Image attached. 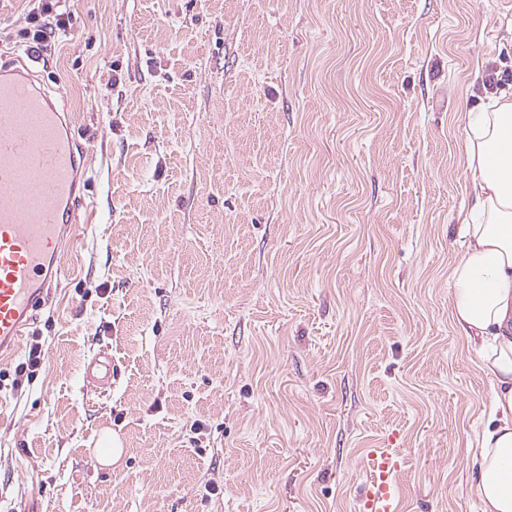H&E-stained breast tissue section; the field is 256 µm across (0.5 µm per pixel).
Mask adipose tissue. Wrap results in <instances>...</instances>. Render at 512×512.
<instances>
[{
	"mask_svg": "<svg viewBox=\"0 0 512 512\" xmlns=\"http://www.w3.org/2000/svg\"><path fill=\"white\" fill-rule=\"evenodd\" d=\"M462 142L474 204L461 219L466 247L448 303L492 392L472 493L481 512H512V91L464 112Z\"/></svg>",
	"mask_w": 512,
	"mask_h": 512,
	"instance_id": "adipose-tissue-1",
	"label": "adipose tissue"
}]
</instances>
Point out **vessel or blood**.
<instances>
[{"instance_id":"obj_1","label":"vessel or blood","mask_w":512,"mask_h":512,"mask_svg":"<svg viewBox=\"0 0 512 512\" xmlns=\"http://www.w3.org/2000/svg\"><path fill=\"white\" fill-rule=\"evenodd\" d=\"M85 168L71 124L32 73L0 69V357L18 352L63 273L64 235L87 196L78 186ZM402 463L392 448L360 459L366 512H401L394 475Z\"/></svg>"}]
</instances>
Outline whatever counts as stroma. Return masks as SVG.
Returning <instances> with one entry per match:
<instances>
[{"instance_id": "obj_1", "label": "stroma", "mask_w": 512, "mask_h": 512, "mask_svg": "<svg viewBox=\"0 0 512 512\" xmlns=\"http://www.w3.org/2000/svg\"><path fill=\"white\" fill-rule=\"evenodd\" d=\"M33 6L0 0V66ZM66 7L37 69L96 216L0 361V512H364L372 448L401 452L405 512H479L490 381L449 273L512 0Z\"/></svg>"}]
</instances>
